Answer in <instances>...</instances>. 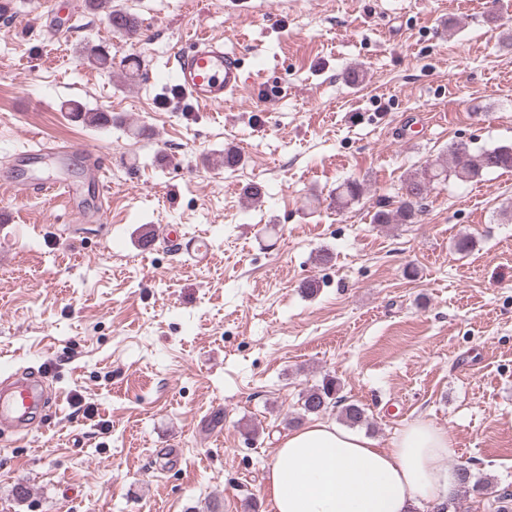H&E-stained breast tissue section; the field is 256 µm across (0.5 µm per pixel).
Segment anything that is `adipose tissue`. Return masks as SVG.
I'll return each instance as SVG.
<instances>
[{"mask_svg": "<svg viewBox=\"0 0 512 512\" xmlns=\"http://www.w3.org/2000/svg\"><path fill=\"white\" fill-rule=\"evenodd\" d=\"M448 432L425 419L407 424L390 447L327 420L282 440L268 466L270 512H435L453 496L444 467Z\"/></svg>", "mask_w": 512, "mask_h": 512, "instance_id": "obj_1", "label": "adipose tissue"}]
</instances>
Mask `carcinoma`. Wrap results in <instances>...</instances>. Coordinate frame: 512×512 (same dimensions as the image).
Instances as JSON below:
<instances>
[{
	"label": "carcinoma",
	"mask_w": 512,
	"mask_h": 512,
	"mask_svg": "<svg viewBox=\"0 0 512 512\" xmlns=\"http://www.w3.org/2000/svg\"><path fill=\"white\" fill-rule=\"evenodd\" d=\"M108 24L113 30L133 39L139 36V24L135 18L120 11L111 10L107 14ZM74 117L99 126L108 122L102 112H94L79 103L71 104ZM499 169H512V145H500L473 149L469 144L453 142L448 153L430 163L421 172L409 177L405 193L394 209L381 206L373 215L375 224H415L422 209V201L435 183L445 182L453 177L460 181H470L485 173ZM361 194L360 184L347 181L338 187L336 204L346 207L357 200ZM341 387L334 378H325L322 383L308 390L301 398L303 414H320L330 407L339 408L340 420L351 427L366 422L365 410L356 403H349L340 396ZM458 486L456 498L470 495H489L497 503V512H512V493L480 480L473 479L470 469L456 468Z\"/></svg>",
	"instance_id": "1"
}]
</instances>
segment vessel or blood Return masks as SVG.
Returning a JSON list of instances; mask_svg holds the SVG:
<instances>
[{
    "label": "vessel or blood",
    "instance_id": "b4317fda",
    "mask_svg": "<svg viewBox=\"0 0 512 512\" xmlns=\"http://www.w3.org/2000/svg\"><path fill=\"white\" fill-rule=\"evenodd\" d=\"M177 65L168 75L179 92L189 97L199 107L223 106L236 99L243 90L246 55L228 50L223 39L196 35L181 42L175 50ZM57 157L79 155L85 159L94 181H101L105 173L102 152L66 145L55 151ZM59 192L70 213H81V184L67 180H43L37 185L17 186L16 196L23 199L31 191ZM45 403L41 377L14 379L7 387L0 388V424H10L28 430L44 428L51 423L49 415L43 413Z\"/></svg>",
    "mask_w": 512,
    "mask_h": 512
}]
</instances>
